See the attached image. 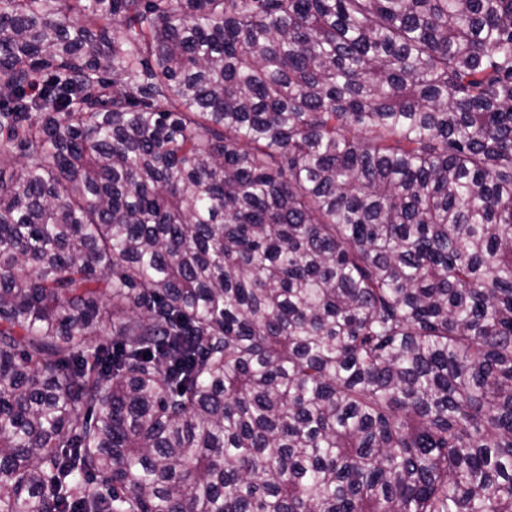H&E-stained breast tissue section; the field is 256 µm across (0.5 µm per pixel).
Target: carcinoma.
<instances>
[{
  "label": "carcinoma",
  "instance_id": "obj_1",
  "mask_svg": "<svg viewBox=\"0 0 512 512\" xmlns=\"http://www.w3.org/2000/svg\"><path fill=\"white\" fill-rule=\"evenodd\" d=\"M0 512H512V0H0Z\"/></svg>",
  "mask_w": 512,
  "mask_h": 512
}]
</instances>
